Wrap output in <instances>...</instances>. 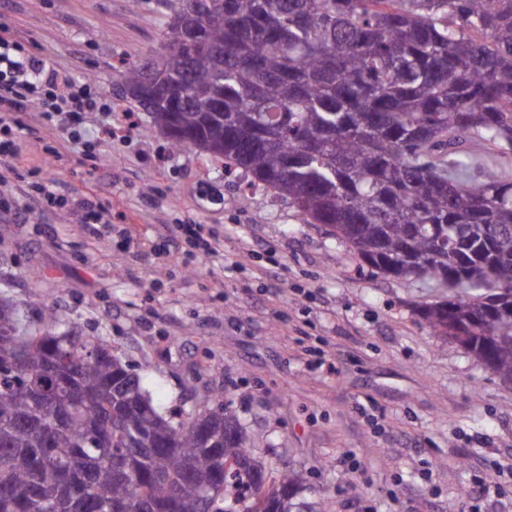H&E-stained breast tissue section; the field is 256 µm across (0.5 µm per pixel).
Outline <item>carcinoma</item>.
<instances>
[{
  "instance_id": "1",
  "label": "carcinoma",
  "mask_w": 512,
  "mask_h": 512,
  "mask_svg": "<svg viewBox=\"0 0 512 512\" xmlns=\"http://www.w3.org/2000/svg\"><path fill=\"white\" fill-rule=\"evenodd\" d=\"M159 3L166 51L120 73L130 107L321 225L336 263L453 290L422 320L511 380L512 0H199L192 56L183 0ZM155 62L174 109L131 91ZM55 327L0 291V512H315L302 472L266 487L229 405L202 398L196 431L107 341Z\"/></svg>"
}]
</instances>
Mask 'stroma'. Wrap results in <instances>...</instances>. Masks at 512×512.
Wrapping results in <instances>:
<instances>
[{"label":"stroma","mask_w":512,"mask_h":512,"mask_svg":"<svg viewBox=\"0 0 512 512\" xmlns=\"http://www.w3.org/2000/svg\"><path fill=\"white\" fill-rule=\"evenodd\" d=\"M166 22L158 0H0V27L111 107L85 113L80 146L21 113L14 168L0 169L11 295L31 320L50 306L57 330L104 337L161 410L231 404L254 456L274 476L303 471L299 498L321 512H512V382L431 334L417 310L445 290L335 266L338 241L285 200L171 151L129 111L119 70L164 51ZM90 195L111 233L84 224ZM182 224L215 232L220 252L201 255ZM493 463L498 489L477 498Z\"/></svg>","instance_id":"obj_1"}]
</instances>
